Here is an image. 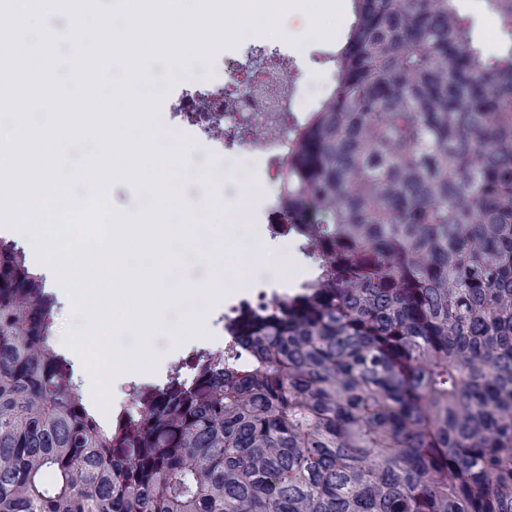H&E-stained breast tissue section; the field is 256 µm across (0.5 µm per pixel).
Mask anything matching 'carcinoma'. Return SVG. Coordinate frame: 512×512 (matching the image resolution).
<instances>
[{
  "mask_svg": "<svg viewBox=\"0 0 512 512\" xmlns=\"http://www.w3.org/2000/svg\"><path fill=\"white\" fill-rule=\"evenodd\" d=\"M352 0L335 83L262 131L293 292L104 427L0 242V512H512V0ZM462 10L472 16L475 21L476 33L483 40L484 47L488 53H497L500 49L499 34L496 38L491 37L488 31L493 34L495 32L494 23L488 20L494 19V14L488 9L486 0H461ZM488 22V31H487Z\"/></svg>",
  "mask_w": 512,
  "mask_h": 512,
  "instance_id": "carcinoma-1",
  "label": "carcinoma"
}]
</instances>
